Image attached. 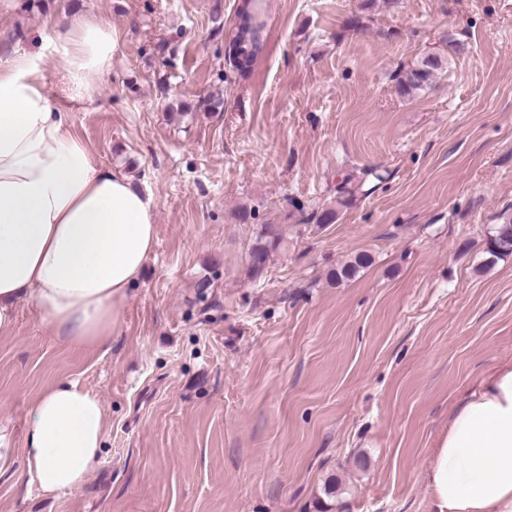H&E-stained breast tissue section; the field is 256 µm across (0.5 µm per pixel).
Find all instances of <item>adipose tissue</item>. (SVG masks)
I'll use <instances>...</instances> for the list:
<instances>
[{
  "instance_id": "1",
  "label": "adipose tissue",
  "mask_w": 512,
  "mask_h": 512,
  "mask_svg": "<svg viewBox=\"0 0 512 512\" xmlns=\"http://www.w3.org/2000/svg\"><path fill=\"white\" fill-rule=\"evenodd\" d=\"M119 42L86 14L53 26L51 48L0 58V337L20 304L76 348L119 335V302L152 254L150 198L106 166L51 100L45 74L93 101ZM101 398L63 378L28 403L23 449L0 419V475L20 473L47 497L82 488L104 447ZM434 512H512V365L483 379L452 414L425 471Z\"/></svg>"
}]
</instances>
